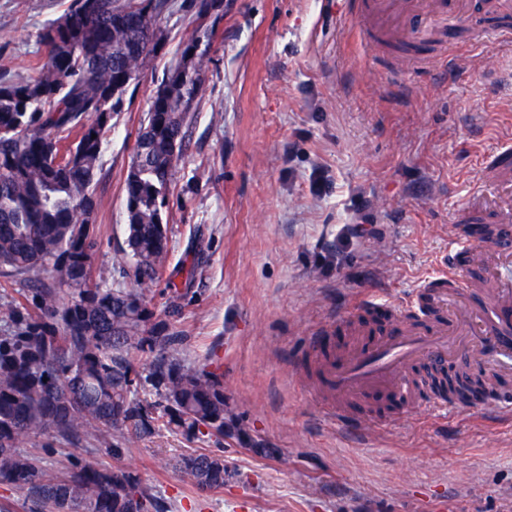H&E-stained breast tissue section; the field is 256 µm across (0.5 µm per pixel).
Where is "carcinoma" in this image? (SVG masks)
<instances>
[{
	"instance_id": "1",
	"label": "carcinoma",
	"mask_w": 512,
	"mask_h": 512,
	"mask_svg": "<svg viewBox=\"0 0 512 512\" xmlns=\"http://www.w3.org/2000/svg\"><path fill=\"white\" fill-rule=\"evenodd\" d=\"M168 0H71L39 40L48 57L35 75L0 82V274L25 275L0 317V483L28 512H164L128 471L82 463L47 472L22 446L97 444L119 461L139 438L161 430L189 440L240 437L221 376L180 357L177 326L188 289L166 281L163 312L144 301L170 252L166 195L183 154L191 102L211 42L190 39L157 90L125 180L127 250L119 275L95 276L94 191L104 145L132 82L165 39ZM151 358L147 375L135 355ZM150 385L158 400L134 397ZM179 470L200 491L224 486V460L184 456Z\"/></svg>"
}]
</instances>
